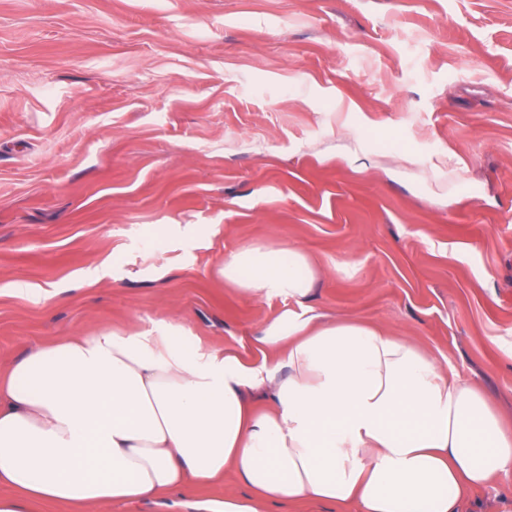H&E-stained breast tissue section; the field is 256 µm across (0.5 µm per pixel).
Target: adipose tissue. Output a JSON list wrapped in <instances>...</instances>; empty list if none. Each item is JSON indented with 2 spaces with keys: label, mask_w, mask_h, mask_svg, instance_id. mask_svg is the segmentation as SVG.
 <instances>
[{
  "label": "adipose tissue",
  "mask_w": 512,
  "mask_h": 512,
  "mask_svg": "<svg viewBox=\"0 0 512 512\" xmlns=\"http://www.w3.org/2000/svg\"><path fill=\"white\" fill-rule=\"evenodd\" d=\"M252 295L303 305L258 339L284 368L222 350L102 330L34 347L0 374V512L29 503L158 497L235 471L252 494L202 512H259L265 501L333 502L352 512H460L512 472V422L480 386L424 349L305 306L313 272L295 248L249 245L222 268ZM271 385L273 405L248 391Z\"/></svg>",
  "instance_id": "1"
}]
</instances>
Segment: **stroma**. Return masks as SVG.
<instances>
[{"label":"stroma","mask_w":512,"mask_h":512,"mask_svg":"<svg viewBox=\"0 0 512 512\" xmlns=\"http://www.w3.org/2000/svg\"><path fill=\"white\" fill-rule=\"evenodd\" d=\"M252 244L512 417V0H0L1 374L169 323L280 361L256 338L296 302L221 272ZM248 493L228 472L86 512ZM462 512H512V474Z\"/></svg>","instance_id":"35a3bbf8"}]
</instances>
